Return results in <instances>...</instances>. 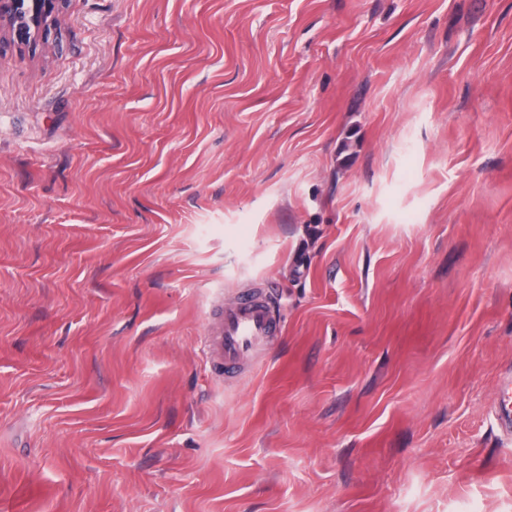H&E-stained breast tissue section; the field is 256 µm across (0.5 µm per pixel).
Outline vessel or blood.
<instances>
[{"mask_svg":"<svg viewBox=\"0 0 512 512\" xmlns=\"http://www.w3.org/2000/svg\"><path fill=\"white\" fill-rule=\"evenodd\" d=\"M280 332L271 295L262 288L248 290L209 322V360L214 366L234 369L244 358L272 343ZM496 414L501 427L511 433L512 377L503 386Z\"/></svg>","mask_w":512,"mask_h":512,"instance_id":"1","label":"vessel or blood"}]
</instances>
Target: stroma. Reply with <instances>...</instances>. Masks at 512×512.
Masks as SVG:
<instances>
[{
	"label": "stroma",
	"mask_w": 512,
	"mask_h": 512,
	"mask_svg": "<svg viewBox=\"0 0 512 512\" xmlns=\"http://www.w3.org/2000/svg\"><path fill=\"white\" fill-rule=\"evenodd\" d=\"M509 373L512 0H68L0 49V512H512ZM262 288L242 293L209 322L208 356L212 365L224 366L227 371L234 369L244 358L269 345L280 334L272 297ZM500 425L507 433L512 432V377L507 376L496 411Z\"/></svg>",
	"instance_id": "obj_1"
}]
</instances>
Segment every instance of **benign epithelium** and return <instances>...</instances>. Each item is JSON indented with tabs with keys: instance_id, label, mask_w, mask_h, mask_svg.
<instances>
[{
	"instance_id": "1",
	"label": "benign epithelium",
	"mask_w": 512,
	"mask_h": 512,
	"mask_svg": "<svg viewBox=\"0 0 512 512\" xmlns=\"http://www.w3.org/2000/svg\"><path fill=\"white\" fill-rule=\"evenodd\" d=\"M66 0H0V32L27 47L35 43Z\"/></svg>"
}]
</instances>
